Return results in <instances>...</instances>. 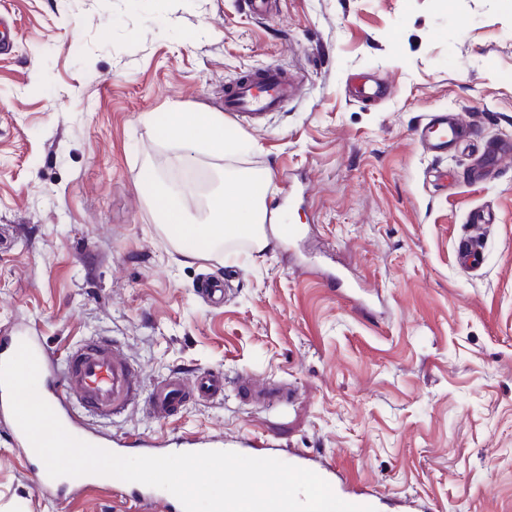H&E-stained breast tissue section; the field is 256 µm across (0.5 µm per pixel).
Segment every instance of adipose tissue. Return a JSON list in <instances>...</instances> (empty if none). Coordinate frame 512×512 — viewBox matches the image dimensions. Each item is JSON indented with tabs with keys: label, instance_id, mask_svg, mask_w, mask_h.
Instances as JSON below:
<instances>
[{
	"label": "adipose tissue",
	"instance_id": "adipose-tissue-1",
	"mask_svg": "<svg viewBox=\"0 0 512 512\" xmlns=\"http://www.w3.org/2000/svg\"><path fill=\"white\" fill-rule=\"evenodd\" d=\"M164 138L191 149L204 146L217 156L232 148L224 135V115L220 112H171L163 127ZM269 174L247 171L225 173L220 188L208 196L206 223H195L178 193L160 189L155 196L156 210L167 235L187 259L200 257L236 238L250 239L257 248L267 245L264 224L268 217L264 188Z\"/></svg>",
	"mask_w": 512,
	"mask_h": 512
}]
</instances>
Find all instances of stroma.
Segmentation results:
<instances>
[{
    "instance_id": "1",
    "label": "stroma",
    "mask_w": 512,
    "mask_h": 512,
    "mask_svg": "<svg viewBox=\"0 0 512 512\" xmlns=\"http://www.w3.org/2000/svg\"><path fill=\"white\" fill-rule=\"evenodd\" d=\"M0 334L57 356L108 336L143 389L173 370L224 375L223 399L142 408L93 428L266 437L334 462L377 512H512V0H0ZM276 66L296 94L261 124H225L217 157L163 140L165 113L221 111L224 87ZM379 85L378 100L350 94ZM437 112L470 133L447 154L417 131ZM270 170L300 232L186 259L140 185ZM494 224L473 227L474 209ZM479 235V268L458 265ZM226 284L206 303L203 280ZM244 379L290 391L257 405ZM0 427V512H166L111 488L51 501Z\"/></svg>"
}]
</instances>
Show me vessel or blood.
Masks as SVG:
<instances>
[{
    "instance_id": "obj_1",
    "label": "vessel or blood",
    "mask_w": 512,
    "mask_h": 512,
    "mask_svg": "<svg viewBox=\"0 0 512 512\" xmlns=\"http://www.w3.org/2000/svg\"><path fill=\"white\" fill-rule=\"evenodd\" d=\"M295 75L275 66L256 69L224 90V112L241 125H256L269 113L279 111L292 94ZM468 131L462 119L451 120L447 115L429 119L421 128L422 143L426 150L447 153ZM28 343L39 364L37 389L39 395L51 406L64 428L73 436L100 448L112 449L125 455L129 449L142 448L153 455H163L169 449L177 452H202L211 450L244 453L254 448L250 438L224 440L220 435L172 436L160 443L128 435L99 434L86 428L84 415L116 418L130 408L142 405L151 413L162 417L174 415L187 397L213 400L224 395L223 375L203 371L197 375L193 394H186L181 373L172 372L158 380L151 392H144L135 380V369L124 349L110 340L92 337L75 346L65 358H56L42 344L39 337L29 330L16 329L0 336V362L6 361L21 343ZM0 426L7 428L18 447L29 448L30 442L15 421L4 389L0 388ZM285 463L314 471L326 480L341 500L356 505H374L372 494L348 493L332 464L316 461L307 455L292 451L284 457ZM97 475L88 474L69 480L40 474L36 487L40 492L65 497L69 488L87 487L97 482ZM122 496L136 502H150L161 496V489L142 486L130 490L128 482L106 477Z\"/></svg>"
}]
</instances>
